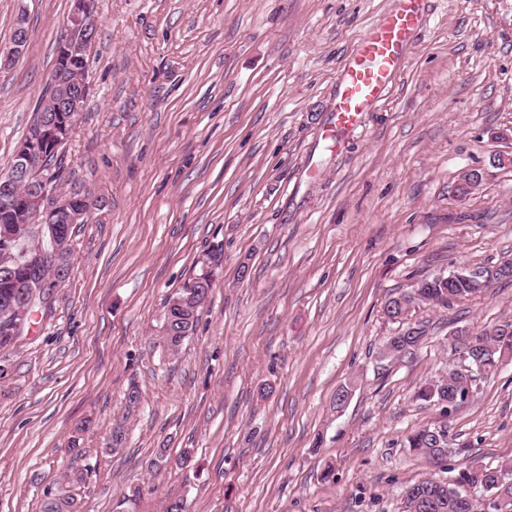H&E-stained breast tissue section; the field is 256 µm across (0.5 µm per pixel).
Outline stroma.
<instances>
[{"mask_svg": "<svg viewBox=\"0 0 512 512\" xmlns=\"http://www.w3.org/2000/svg\"><path fill=\"white\" fill-rule=\"evenodd\" d=\"M393 6L97 0L65 157L97 204L72 229L69 282L0 378V512H41L57 491L80 512L172 498L187 512H404L408 486L439 475L406 437L443 424L475 462H512V365L449 416L415 397L454 364L458 329L512 322V282L404 322L384 313L421 277L512 258V0H424L379 111L328 151L336 77ZM70 9L0 0V46L18 15L30 33L0 66V174ZM467 171L479 180L461 198ZM211 258L217 285L168 352L167 300ZM417 324L415 353L383 358Z\"/></svg>", "mask_w": 512, "mask_h": 512, "instance_id": "obj_1", "label": "stroma"}]
</instances>
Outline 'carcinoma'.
<instances>
[{
    "label": "carcinoma",
    "mask_w": 512,
    "mask_h": 512,
    "mask_svg": "<svg viewBox=\"0 0 512 512\" xmlns=\"http://www.w3.org/2000/svg\"><path fill=\"white\" fill-rule=\"evenodd\" d=\"M36 247V231L24 223V206L17 201L11 209L0 211V352L15 347V318L7 317L4 304L16 305L23 301L24 282L27 277L37 274L51 279V269L44 265L37 269L28 263L29 256ZM215 281L212 266L201 267L196 276L169 297L164 313L163 343L171 350L177 349L191 336L199 319L201 303L208 297V289L201 282ZM414 292L427 299L429 305L446 307L455 301L480 293L472 283L455 277L450 280L443 276H424L417 281ZM425 335L423 328H408L402 336L400 353L411 354L419 346ZM465 364L472 371L457 372L449 377H441L419 387L416 398L424 403L438 405L442 401H452L461 396V390L475 380V371L482 369L487 376L496 374L499 369L512 363V324L502 325L496 336L477 351H463ZM407 445L436 468L447 469L448 457L465 451V447H453L448 426L423 427L407 437ZM501 476L512 477V464L496 467L468 464L457 469L456 483L423 479L407 488L404 512H476V506L462 499L455 484L476 481L489 492L500 490ZM43 512H77L75 499L63 494L52 495L45 501Z\"/></svg>",
    "instance_id": "1"
}]
</instances>
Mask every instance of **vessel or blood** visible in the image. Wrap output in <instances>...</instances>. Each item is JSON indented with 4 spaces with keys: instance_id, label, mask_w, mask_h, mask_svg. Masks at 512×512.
<instances>
[{
    "instance_id": "b4317fda",
    "label": "vessel or blood",
    "mask_w": 512,
    "mask_h": 512,
    "mask_svg": "<svg viewBox=\"0 0 512 512\" xmlns=\"http://www.w3.org/2000/svg\"><path fill=\"white\" fill-rule=\"evenodd\" d=\"M421 3L397 0L382 21L363 34L336 78L324 139L341 143L362 127L366 114L381 106L408 42L420 26Z\"/></svg>"
}]
</instances>
